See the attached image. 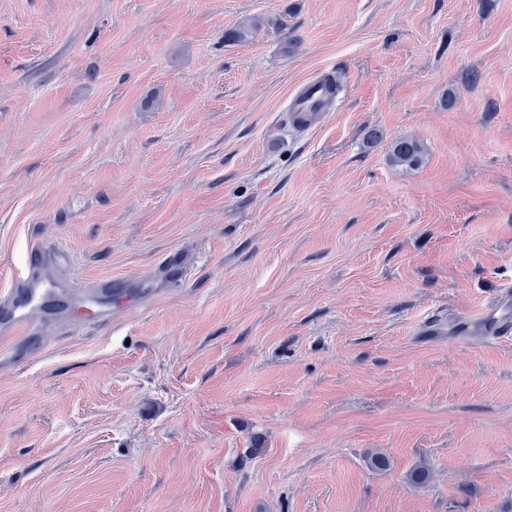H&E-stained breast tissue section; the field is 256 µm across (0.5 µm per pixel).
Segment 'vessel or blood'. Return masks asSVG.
<instances>
[{"mask_svg": "<svg viewBox=\"0 0 512 512\" xmlns=\"http://www.w3.org/2000/svg\"><path fill=\"white\" fill-rule=\"evenodd\" d=\"M339 94L333 74L321 71L299 83L288 101V120L308 131L335 111ZM57 249L32 248L23 274L14 288L0 296V332L33 337L34 313L52 320L68 322L74 329L90 324L111 323L123 311L137 304L132 284L124 278L99 280L92 290L64 288L47 281L44 269L56 259ZM453 331L466 341L492 342L512 339V283H504L493 303L465 317L448 319L433 314L419 325L423 336H440Z\"/></svg>", "mask_w": 512, "mask_h": 512, "instance_id": "vessel-or-blood-1", "label": "vessel or blood"}]
</instances>
